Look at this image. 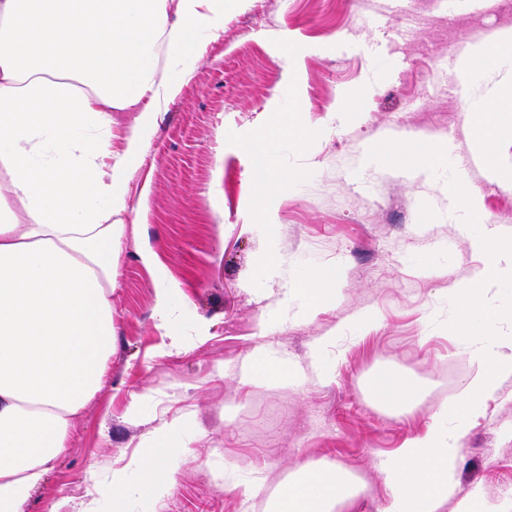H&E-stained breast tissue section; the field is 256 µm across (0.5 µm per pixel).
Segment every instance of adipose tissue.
<instances>
[{
  "label": "adipose tissue",
  "mask_w": 512,
  "mask_h": 512,
  "mask_svg": "<svg viewBox=\"0 0 512 512\" xmlns=\"http://www.w3.org/2000/svg\"><path fill=\"white\" fill-rule=\"evenodd\" d=\"M241 0H0V512H24L65 450L73 420L102 386L112 352V287L118 270L127 185L142 165L159 118L178 95L201 36H220ZM471 79L512 70V32L474 47ZM135 118L119 149L106 136L116 112ZM512 133V83L472 124L485 156ZM447 140L402 149L406 170L427 177L450 161ZM484 259L454 291L448 325L473 367L459 397L427 430L382 458L385 512H482V494L458 495L457 440L512 378V334L491 332L512 318L491 288L512 284V230L495 229ZM371 388L410 409L416 380L373 373ZM141 472L130 485L131 471ZM175 454L131 458L107 488L92 487L79 512H124L130 493L163 496ZM356 478L327 463H304L269 501V512H350Z\"/></svg>",
  "instance_id": "1"
}]
</instances>
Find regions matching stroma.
Wrapping results in <instances>:
<instances>
[{"mask_svg":"<svg viewBox=\"0 0 512 512\" xmlns=\"http://www.w3.org/2000/svg\"><path fill=\"white\" fill-rule=\"evenodd\" d=\"M511 28L507 0H412L403 14L393 0H246L222 36L202 38L130 182L131 210L147 213L127 222L122 240L104 385L24 512H77L90 477L108 482L174 420L183 449L154 512H266L269 495L311 461L359 478L352 512H384L380 458L421 435L470 374L448 334L452 290L480 264L477 240L512 228V135L494 149L499 180L469 124L512 74L469 83L443 65ZM348 96L362 98L361 111H340ZM293 110L307 143L280 141L288 180L264 188L254 147L271 114ZM426 135L452 142L477 196L469 235L448 208L449 169L412 179L397 162L366 160L374 146ZM145 248L154 265L140 259ZM316 269L340 277L308 316L300 290ZM163 283L173 286V317L160 329L153 308ZM364 311L373 326L358 325ZM324 336L329 344L313 356ZM258 347L294 379L242 384L238 370ZM381 367L423 383L411 413L370 399L368 376ZM458 446L460 493L481 488L491 505L512 498V381ZM222 469L266 482L246 502L215 482Z\"/></svg>","mask_w":512,"mask_h":512,"instance_id":"1","label":"stroma"}]
</instances>
